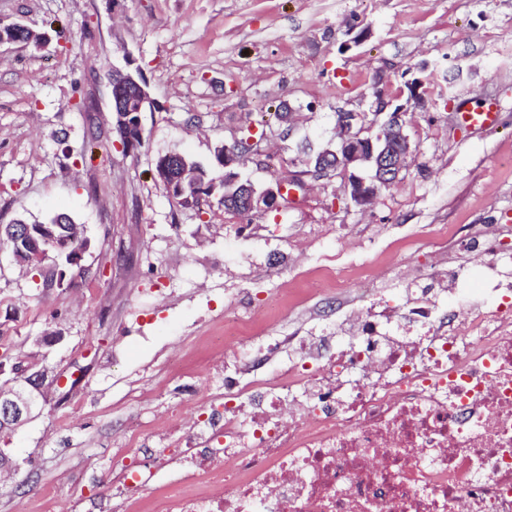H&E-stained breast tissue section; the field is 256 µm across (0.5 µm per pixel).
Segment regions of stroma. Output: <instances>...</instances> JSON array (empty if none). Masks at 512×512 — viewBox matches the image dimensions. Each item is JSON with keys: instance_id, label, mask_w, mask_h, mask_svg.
I'll list each match as a JSON object with an SVG mask.
<instances>
[{"instance_id": "obj_1", "label": "stroma", "mask_w": 512, "mask_h": 512, "mask_svg": "<svg viewBox=\"0 0 512 512\" xmlns=\"http://www.w3.org/2000/svg\"><path fill=\"white\" fill-rule=\"evenodd\" d=\"M0 23L49 37L0 44V224L65 213L91 240L82 270L47 293L0 250V356L61 378L59 395L0 435L19 465L0 512L30 510L48 483L63 497L94 491L80 461L120 439L130 416L149 445V421L206 381L225 305L247 315L321 268L386 256L395 287L406 264L428 268L448 249L436 224L462 235L479 224L512 248V0H0ZM129 56L154 106L127 152L109 77ZM484 97L501 103L497 130L459 126L462 101ZM379 98L403 108L418 150L371 210L335 179L233 216L221 193L184 207L155 177V158L174 150L222 176L215 147L264 121L262 153L241 172L271 182L299 170L302 141L325 145L338 113L374 114ZM396 239L415 247L391 256ZM55 331L59 342L40 344ZM175 356L189 364L186 386L155 390Z\"/></svg>"}]
</instances>
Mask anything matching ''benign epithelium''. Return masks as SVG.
Segmentation results:
<instances>
[{"instance_id":"1","label":"benign epithelium","mask_w":512,"mask_h":512,"mask_svg":"<svg viewBox=\"0 0 512 512\" xmlns=\"http://www.w3.org/2000/svg\"><path fill=\"white\" fill-rule=\"evenodd\" d=\"M116 95L112 97L113 118L131 140L142 134L141 113L153 107L140 73L128 68L112 69ZM377 119L366 122L360 112H343L336 120L335 141L323 149L317 159L305 158L303 171H290L261 188L250 181H243L234 167L244 154L231 145H222L215 151L224 167V198L238 201L246 213H265L280 207L287 187H302L304 178L326 179L338 177L343 182V192L350 204L362 211L373 208L379 191L386 184L399 178L407 168L408 159L417 151L406 130L404 113L400 109L375 113ZM175 171L172 185H199L206 174L189 164L184 156L170 154L162 168ZM57 383L48 379L45 369H32L17 364L8 368L0 365V431H13L31 419L33 411L44 397L47 388Z\"/></svg>"}]
</instances>
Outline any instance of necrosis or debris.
<instances>
[{"instance_id": "4bbe7bcc", "label": "necrosis or debris", "mask_w": 512, "mask_h": 512, "mask_svg": "<svg viewBox=\"0 0 512 512\" xmlns=\"http://www.w3.org/2000/svg\"><path fill=\"white\" fill-rule=\"evenodd\" d=\"M442 256L400 297L372 268L321 269L336 322L275 344L227 313L216 389L109 460L110 512H512V255ZM433 280L430 288L415 280ZM283 360L275 374L258 361ZM165 480H158V473Z\"/></svg>"}]
</instances>
